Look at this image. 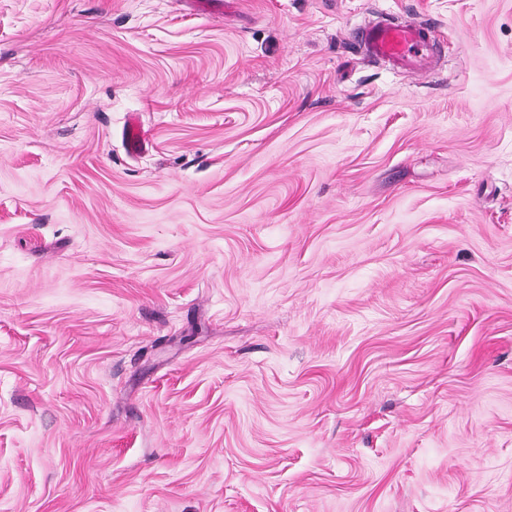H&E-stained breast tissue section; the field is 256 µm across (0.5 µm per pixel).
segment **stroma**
<instances>
[{
    "label": "stroma",
    "instance_id": "1",
    "mask_svg": "<svg viewBox=\"0 0 512 512\" xmlns=\"http://www.w3.org/2000/svg\"><path fill=\"white\" fill-rule=\"evenodd\" d=\"M0 512H512V0H0ZM351 43L368 60L406 70L429 69L437 60L434 26L415 18L380 17L355 29ZM125 138L128 150L132 154L141 152L147 145V140L136 114H131L128 118Z\"/></svg>",
    "mask_w": 512,
    "mask_h": 512
}]
</instances>
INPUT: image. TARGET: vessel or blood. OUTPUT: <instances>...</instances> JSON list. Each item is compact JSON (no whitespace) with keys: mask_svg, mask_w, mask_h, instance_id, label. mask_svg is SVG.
Segmentation results:
<instances>
[{"mask_svg":"<svg viewBox=\"0 0 512 512\" xmlns=\"http://www.w3.org/2000/svg\"><path fill=\"white\" fill-rule=\"evenodd\" d=\"M351 43L368 60L406 70L427 69L437 59L439 38L434 26L414 18L390 16L355 29ZM125 138L130 153L145 149L147 140L137 116L127 121Z\"/></svg>","mask_w":512,"mask_h":512,"instance_id":"vessel-or-blood-1","label":"vessel or blood"}]
</instances>
